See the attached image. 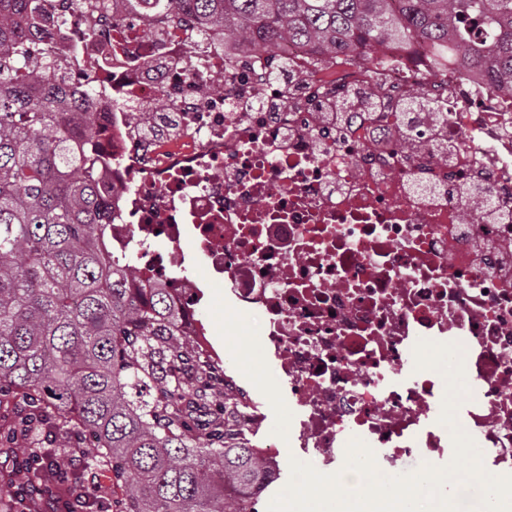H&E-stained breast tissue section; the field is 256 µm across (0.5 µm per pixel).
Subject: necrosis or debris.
<instances>
[{
  "mask_svg": "<svg viewBox=\"0 0 512 512\" xmlns=\"http://www.w3.org/2000/svg\"><path fill=\"white\" fill-rule=\"evenodd\" d=\"M101 4L42 0L41 42L65 88L98 85L84 108L113 256L168 289L213 384L249 403L244 427L266 415L208 338L187 241L258 318V352L288 387V439L314 469L333 474L355 440L377 462L452 463L444 381L416 364L429 341L463 345L457 422L482 466L512 472V89L433 71L417 43H386L367 69L291 42L274 57L228 50L192 16L124 21ZM284 60L286 90L271 79ZM420 92L431 111L389 110ZM356 94L376 108L330 121L324 101ZM161 104L172 124L155 118ZM472 182L477 212L458 193Z\"/></svg>",
  "mask_w": 512,
  "mask_h": 512,
  "instance_id": "1",
  "label": "necrosis or debris"
}]
</instances>
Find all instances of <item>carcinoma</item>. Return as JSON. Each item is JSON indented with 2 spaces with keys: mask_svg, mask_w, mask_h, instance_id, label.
I'll return each mask as SVG.
<instances>
[{
  "mask_svg": "<svg viewBox=\"0 0 512 512\" xmlns=\"http://www.w3.org/2000/svg\"><path fill=\"white\" fill-rule=\"evenodd\" d=\"M150 17L189 11L227 43L283 38L363 59L387 41L427 45L512 83V0H111ZM38 0H0V404L30 401L68 433L96 435L91 461L121 491L116 512H258L277 469L239 424L241 408L174 326L163 288L112 258L94 119L66 100L50 54L29 59ZM196 361L174 381L169 361ZM224 399L192 432L180 404Z\"/></svg>",
  "mask_w": 512,
  "mask_h": 512,
  "instance_id": "carcinoma-1",
  "label": "carcinoma"
}]
</instances>
